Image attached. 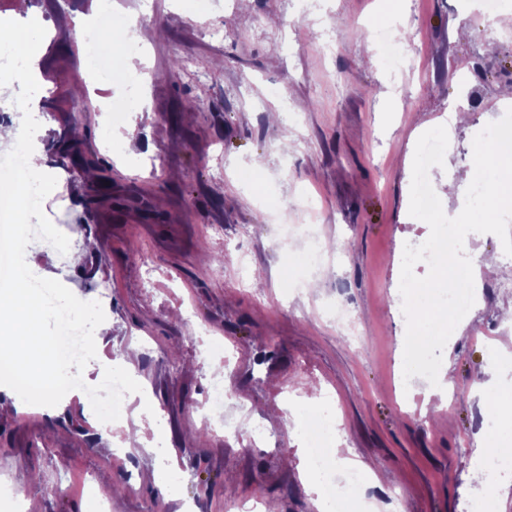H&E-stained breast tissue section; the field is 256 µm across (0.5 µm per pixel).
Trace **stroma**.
<instances>
[{"mask_svg":"<svg viewBox=\"0 0 512 512\" xmlns=\"http://www.w3.org/2000/svg\"><path fill=\"white\" fill-rule=\"evenodd\" d=\"M33 18L46 29L33 58L34 147L57 179L44 213L71 249L96 247L79 266L38 249L28 265L103 308L84 382L128 364L143 392L109 427L76 390L57 415L28 404L0 412V512H17L19 494L39 512H97L105 497L111 512H178L185 501L235 512L246 498L267 512H313L302 422L272 412L292 390L334 393L338 455L387 486L365 489L378 512L398 498L405 512H460L479 493L474 464L493 443H512L506 432L489 439L479 421L484 387L499 412L512 411V369L490 364L492 346L512 352V334H493L512 293L490 272L479 277V303L442 352L438 378L453 382L443 396L423 377L403 379L406 325L393 295L404 243L430 235L408 212L416 142L446 126L433 182L452 184L441 203L453 215L474 173L475 132L501 108L498 78L465 86L461 70H512V9L491 21L474 0H253L245 13L239 0H27L23 10L0 0V20ZM131 20L135 52L124 49ZM84 26L104 33L134 90L89 83ZM386 26L405 33L403 69L372 46ZM120 94L128 110L116 125L102 107ZM455 107L467 124L450 125ZM74 125L101 162L94 180L56 153ZM307 197L314 213L301 208ZM286 222L314 225L329 251L301 292L291 279L303 242L284 244ZM255 270L264 287L250 286ZM338 298L359 319L356 339L322 311ZM226 361L225 414L263 423L266 443L213 431L198 441L192 405ZM133 438L175 485L142 480L136 455L120 451Z\"/></svg>","mask_w":512,"mask_h":512,"instance_id":"1","label":"stroma"}]
</instances>
